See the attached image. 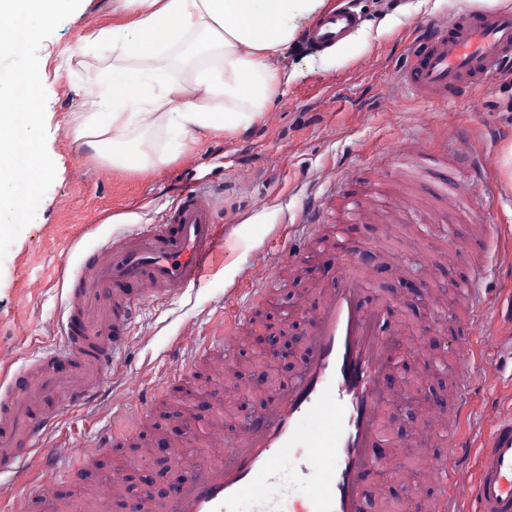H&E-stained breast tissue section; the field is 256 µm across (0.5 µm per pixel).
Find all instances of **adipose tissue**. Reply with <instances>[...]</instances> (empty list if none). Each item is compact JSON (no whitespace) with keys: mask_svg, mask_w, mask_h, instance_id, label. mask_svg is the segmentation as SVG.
Returning <instances> with one entry per match:
<instances>
[{"mask_svg":"<svg viewBox=\"0 0 512 512\" xmlns=\"http://www.w3.org/2000/svg\"><path fill=\"white\" fill-rule=\"evenodd\" d=\"M134 18L100 30L116 56L109 81L88 93L77 138L112 166L147 172L168 163L187 135L237 131L261 117L288 82L274 59L298 17L322 0H122ZM179 49L189 80L174 78L166 54ZM169 137L155 151L148 137Z\"/></svg>","mask_w":512,"mask_h":512,"instance_id":"ef3b65f1","label":"adipose tissue"}]
</instances>
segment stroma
I'll list each match as a JSON object with an SVG mask.
<instances>
[{"instance_id":"35a3bbf8","label":"stroma","mask_w":512,"mask_h":512,"mask_svg":"<svg viewBox=\"0 0 512 512\" xmlns=\"http://www.w3.org/2000/svg\"><path fill=\"white\" fill-rule=\"evenodd\" d=\"M469 2L323 0V10L348 3L359 17L357 37L347 54L305 49L303 40L316 16L300 17L291 49L277 61L288 84L267 112L248 129L187 140L168 164L138 173L94 156L74 132L72 116L80 111L86 91L105 83L112 72V53L93 46L95 34L131 19L118 0H81L39 51L40 73L49 91L47 150L56 177L33 221L0 259V349L22 364L49 348V323L66 297L58 269L61 258L77 260L82 251L112 236L158 223L177 184H222L224 259L200 285L171 299L144 303L126 354L93 373L104 402L59 416L54 440L79 453L111 421L112 393L126 388L137 398L153 389L159 392L155 428L138 437L144 446L177 429L171 412L184 405L188 389L210 391L214 404H221L224 391L208 390L205 368H197L192 387L169 382L170 346L194 344L207 332L213 315L234 314L249 288L240 281V272L296 235L308 197L324 195L331 175H366L364 188L372 190L383 181L385 157L412 138L436 149L448 134L460 132L461 146L479 173L464 209L432 193L433 180L453 178L454 170L440 168L428 175L406 168L407 186L420 206L418 223L350 228L351 239L370 244L376 255L370 272L373 286L396 302L397 321L412 329L401 339L403 353L416 357L412 382L426 390L449 387L450 373L434 371L430 363L438 356L456 362L455 347L465 322L458 310H449L443 320L426 298L404 295L400 277H429L432 290L449 296L454 281L481 267L478 285L500 306V331L512 334V266L484 262L490 248L512 254V165L506 161L512 151V70L491 87H474L467 98L436 106L403 93L393 66L420 21ZM450 222L466 237L463 251L448 244ZM315 286V280L304 278L280 289L277 306L254 302L256 331H264L278 309L297 306ZM485 358L497 374L472 380L479 420L489 413L512 412V350L494 347ZM431 417L422 411L407 439L394 441L402 451L407 479L373 470L365 494L372 499L382 494L401 506L411 494L430 493L426 470L440 461L443 443L435 441L423 457L415 444L423 437L421 425ZM134 454L131 448L105 449L95 467L74 479L70 491L104 485Z\"/></svg>"}]
</instances>
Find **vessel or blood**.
Returning <instances> with one entry per match:
<instances>
[{"instance_id":"obj_1","label":"vessel or blood","mask_w":512,"mask_h":512,"mask_svg":"<svg viewBox=\"0 0 512 512\" xmlns=\"http://www.w3.org/2000/svg\"><path fill=\"white\" fill-rule=\"evenodd\" d=\"M357 21L350 9L331 10L308 40L320 48L336 45ZM510 62L512 8L488 0L475 10L421 22L407 49L400 84L425 102H445L491 84ZM412 161L427 170L463 167L459 152L444 146L430 150L412 141L394 153L389 182H398ZM344 186L341 180L331 186L332 196L342 199L335 225H328L322 203L306 207L304 232L264 258L265 275L252 290L253 297L275 302L285 271L297 268L305 253L317 247L342 256L339 276L318 282L300 373L276 387L269 407L247 421L233 443L225 441L220 410L199 430L197 452L183 453V440L173 438L171 445L179 450V489L144 498L138 512H238L248 497L263 503L262 512H362L363 479L375 466L371 450L387 436L380 387L391 365L393 341L379 335L378 326L395 303L370 290L369 273L357 264L346 227L412 224L418 207L403 193L380 204L375 196L348 193ZM223 249L224 226L210 190L199 184L182 187L159 223L111 237L84 254L67 277L68 299L52 323L49 351L19 371L13 357L0 352V475L18 470L31 452L45 459L24 491L8 493L0 487V498L12 499L7 512H110L113 497L123 490L120 481H112L105 496L89 488L72 498L63 496L72 473L67 451L49 441L57 412L94 403L97 386L88 373L126 351L129 328L142 304L199 284ZM455 300L483 343L498 345L492 300L472 285L458 290ZM249 309V302H242L233 317L216 318L190 347L171 348L174 378L184 379L203 364L212 380L222 382L223 360L247 331ZM471 373L468 366L458 369L447 411L437 412L424 430L425 437H444L448 451L430 476L435 495L413 512H512V419H496L486 428L474 423ZM112 418L139 428L149 422L147 407L118 394L112 398ZM290 457L295 460L291 477L307 487L308 497L287 511L263 499Z\"/></svg>"}]
</instances>
